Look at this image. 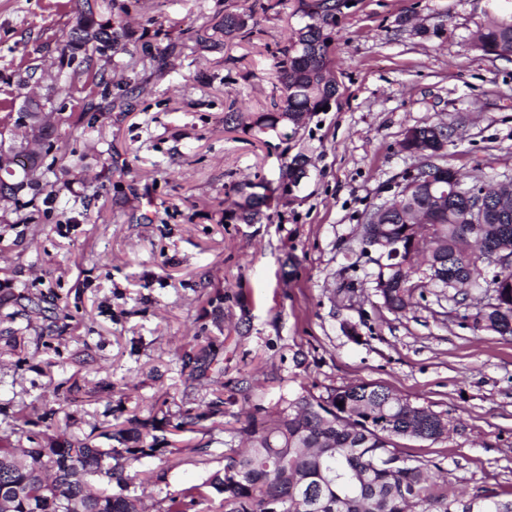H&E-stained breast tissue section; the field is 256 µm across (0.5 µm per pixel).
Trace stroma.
Listing matches in <instances>:
<instances>
[{"instance_id":"stroma-1","label":"stroma","mask_w":512,"mask_h":512,"mask_svg":"<svg viewBox=\"0 0 512 512\" xmlns=\"http://www.w3.org/2000/svg\"><path fill=\"white\" fill-rule=\"evenodd\" d=\"M254 2L140 0L93 107L56 97L66 122L55 165L70 184L37 196L30 223L0 225V286L53 295L65 317L56 337L30 331L13 347L0 336V432L32 402L81 433L222 397L213 428L179 434L177 463L144 459L134 492L164 512L223 469L248 414L303 390L378 382L446 418L447 437L399 447L440 467L449 495L512 501V336L474 329L476 300L437 288L388 310L375 263L355 251L365 213L411 164L397 149L409 128L466 116L448 165L468 182L512 173V60L469 49L512 0H351L331 34L337 102L288 139L224 129L226 112L269 109L273 56L300 22L281 0L258 13L253 36L208 41L226 12ZM73 8L0 0V115L17 111L27 68L68 83ZM300 151L312 166L296 201L272 203L268 223L225 224L233 186L277 180ZM199 333L220 350L193 377L183 356Z\"/></svg>"}]
</instances>
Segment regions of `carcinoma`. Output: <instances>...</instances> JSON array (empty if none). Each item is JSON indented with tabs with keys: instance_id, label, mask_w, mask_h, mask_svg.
I'll list each match as a JSON object with an SVG mask.
<instances>
[{
	"instance_id": "obj_1",
	"label": "carcinoma",
	"mask_w": 512,
	"mask_h": 512,
	"mask_svg": "<svg viewBox=\"0 0 512 512\" xmlns=\"http://www.w3.org/2000/svg\"><path fill=\"white\" fill-rule=\"evenodd\" d=\"M340 0H296L293 14L305 19L292 30L286 45L276 56L275 78L279 95L272 109L255 115L251 128L260 134H279L284 129L296 133L305 121L336 99L338 85L330 72L331 32L338 24ZM76 9L85 11L86 23L98 30L103 42H112V52L123 51L133 32L123 20L105 19L94 12L89 0H76ZM258 22L253 9L230 12L224 23L213 30L228 41L252 35ZM471 49L484 56L512 59V18L492 14L480 28ZM100 48L85 46L75 52L67 38L62 55L77 62L68 84L54 90L69 98L75 94L91 96L88 83L78 84L81 75L93 70L101 58ZM454 131V121L414 128L422 150L433 155L435 130ZM53 163L30 172L28 188L0 203V224L20 211L23 196L41 191L49 184L47 174ZM238 199L224 220L236 224H260L271 220L266 212L268 196L251 193V184L233 187ZM430 209L426 196H402L382 227L398 238L407 225ZM484 221L489 229L484 242L469 232V226ZM428 243L423 267L409 265L405 272L386 269L377 277L401 288H384V304L404 312L411 306L413 280L424 288L431 284L425 273L435 265L448 266V276L479 286L486 282L488 266L483 244L502 247L499 288L493 303L478 308L474 328L512 336V218L508 223L491 224L489 215L473 209L462 198L448 200V209L423 231ZM47 296L23 291L0 293V309L9 304L19 312L0 314V336L17 344L21 328L12 327L21 314L27 322L41 321V334L53 335L58 317L47 315ZM216 359L212 344L188 356V363L209 365ZM343 406H338L339 402ZM224 400L216 397L208 409L173 424L154 418L139 422L150 442L129 448L130 439L140 440L139 429L131 430L110 422L93 425L82 436L47 432V414L36 410L20 411L10 433L0 434V512H144L141 500L127 494V486L140 472L136 463L166 452L159 447L157 433L171 427L182 432L186 427L203 426L224 413ZM447 431L443 416L397 396L379 383H348L327 391V396L296 393L280 398L263 409L261 417L247 416L238 433L248 444L231 448L225 454L224 470L213 473L205 482L183 492L188 505L206 502L205 512H267L276 502L279 512H508L487 495L481 499L450 498L435 490L436 472L428 461L403 454L398 440L414 438L436 441ZM115 441L120 447L102 445Z\"/></svg>"
}]
</instances>
